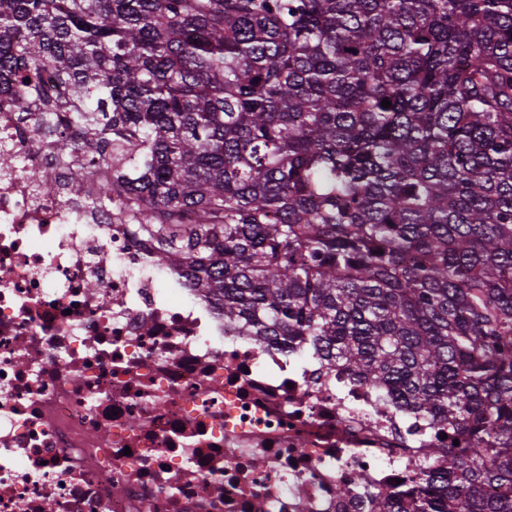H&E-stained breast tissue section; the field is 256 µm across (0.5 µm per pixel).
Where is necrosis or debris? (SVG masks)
Instances as JSON below:
<instances>
[{
  "label": "necrosis or debris",
  "mask_w": 512,
  "mask_h": 512,
  "mask_svg": "<svg viewBox=\"0 0 512 512\" xmlns=\"http://www.w3.org/2000/svg\"><path fill=\"white\" fill-rule=\"evenodd\" d=\"M0 149L46 155L5 94ZM435 435L226 325L118 215L0 170V512H366Z\"/></svg>",
  "instance_id": "4bbe7bcc"
}]
</instances>
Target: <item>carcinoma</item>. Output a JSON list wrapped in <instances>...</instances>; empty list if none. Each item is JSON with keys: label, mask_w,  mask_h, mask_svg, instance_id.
<instances>
[{"label": "carcinoma", "mask_w": 512, "mask_h": 512, "mask_svg": "<svg viewBox=\"0 0 512 512\" xmlns=\"http://www.w3.org/2000/svg\"><path fill=\"white\" fill-rule=\"evenodd\" d=\"M5 75L37 191L438 430L369 512H512V0H0Z\"/></svg>", "instance_id": "cac0c4a2"}]
</instances>
